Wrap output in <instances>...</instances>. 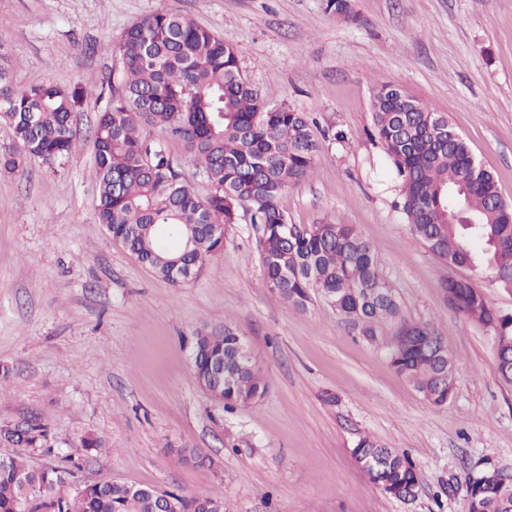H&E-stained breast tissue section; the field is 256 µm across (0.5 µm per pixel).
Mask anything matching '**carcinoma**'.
Masks as SVG:
<instances>
[{"label": "carcinoma", "instance_id": "cac0c4a2", "mask_svg": "<svg viewBox=\"0 0 512 512\" xmlns=\"http://www.w3.org/2000/svg\"><path fill=\"white\" fill-rule=\"evenodd\" d=\"M122 75L97 117L93 177L96 217L112 240L173 286L206 272L224 249L213 232L246 219L257 234L264 284L303 311L317 295L359 336L383 342L391 366L434 407L448 404L453 356L436 325L407 317L381 275L372 244L349 224H290L278 200L309 179L316 145L301 112L263 97L242 74L234 48L188 16L152 13L126 29L119 44ZM372 96V123L399 181L401 210L412 233L448 268L485 274L512 289V210L492 173L474 164L466 140L447 117L399 86ZM83 87L51 82L17 86L0 69V121L18 150L0 156L16 170L32 160L59 162L72 153V113ZM181 143L201 166L208 191L187 183L154 133ZM458 219L448 223L447 213ZM446 298L497 339L496 370L512 381V314L495 308L472 278L447 277ZM246 342L228 326L204 325L191 345L195 380L232 410L260 401L269 382L241 357ZM47 425L0 424V512H159L173 499L179 512H220V494L187 497L110 481L73 497L65 476L80 469L67 456L36 469L27 453L50 448ZM352 456L385 494L416 496L415 464L375 438H358ZM468 512H512V472L487 467Z\"/></svg>", "mask_w": 512, "mask_h": 512}]
</instances>
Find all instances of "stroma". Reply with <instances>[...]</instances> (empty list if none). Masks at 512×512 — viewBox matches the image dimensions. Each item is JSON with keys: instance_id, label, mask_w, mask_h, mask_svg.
Here are the masks:
<instances>
[{"instance_id": "1", "label": "stroma", "mask_w": 512, "mask_h": 512, "mask_svg": "<svg viewBox=\"0 0 512 512\" xmlns=\"http://www.w3.org/2000/svg\"><path fill=\"white\" fill-rule=\"evenodd\" d=\"M351 3L354 22L326 0H0L12 79L85 89L68 161L0 169V422L48 426L34 467L84 457L66 493L109 480L220 493L224 512H468V475L512 471V383L496 372L495 337L449 306L439 283L451 270L412 234L371 119L375 86L400 85L448 118L512 204V0ZM160 10L224 39L261 95L312 121L314 174L279 206L290 223L350 224L371 242L406 314L436 322L455 359L446 407L328 304L298 312L266 288L251 224L229 228L207 271L175 287L98 223L103 80L121 74L124 31ZM206 322L250 345L270 383L262 401L228 412L198 386L190 347ZM87 434L108 454L85 456ZM362 435L410 457L414 500L370 482L352 456ZM183 448L205 463L179 461Z\"/></svg>"}]
</instances>
